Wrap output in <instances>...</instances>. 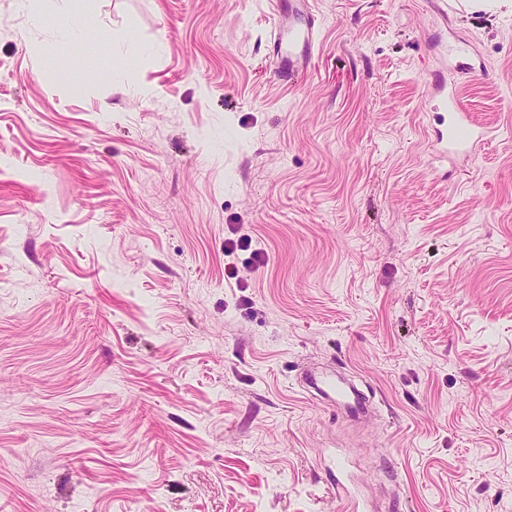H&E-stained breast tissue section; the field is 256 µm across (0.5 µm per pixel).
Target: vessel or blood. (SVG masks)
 Listing matches in <instances>:
<instances>
[{"mask_svg": "<svg viewBox=\"0 0 512 512\" xmlns=\"http://www.w3.org/2000/svg\"><path fill=\"white\" fill-rule=\"evenodd\" d=\"M275 32L271 38L277 77L296 80L308 73L318 42V19L311 0H272ZM433 149L439 155L471 157L485 140V126L476 123L457 92L441 99Z\"/></svg>", "mask_w": 512, "mask_h": 512, "instance_id": "obj_1", "label": "vessel or blood"}]
</instances>
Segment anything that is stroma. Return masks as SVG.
<instances>
[{
	"mask_svg": "<svg viewBox=\"0 0 512 512\" xmlns=\"http://www.w3.org/2000/svg\"><path fill=\"white\" fill-rule=\"evenodd\" d=\"M447 2L312 0L288 83L269 0H76L61 50L0 0V512H512V10ZM437 123L441 128L435 131L433 150L441 156L451 153L470 158L476 147L486 139L485 126L476 123L468 112L462 98L456 91L442 96Z\"/></svg>",
	"mask_w": 512,
	"mask_h": 512,
	"instance_id": "stroma-1",
	"label": "stroma"
}]
</instances>
